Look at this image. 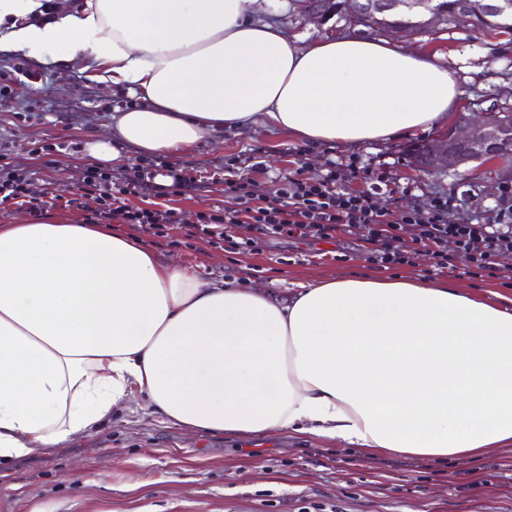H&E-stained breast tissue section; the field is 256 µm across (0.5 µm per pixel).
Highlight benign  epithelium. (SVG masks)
<instances>
[{
  "label": "benign epithelium",
  "mask_w": 512,
  "mask_h": 512,
  "mask_svg": "<svg viewBox=\"0 0 512 512\" xmlns=\"http://www.w3.org/2000/svg\"><path fill=\"white\" fill-rule=\"evenodd\" d=\"M511 5L509 0H458L457 17L468 20L475 13H491ZM408 6V0H344L340 4L350 13ZM409 153L416 170L426 173L457 171L473 162L499 165L508 171L501 181L505 187L512 182V119L495 112H458L445 135L423 140Z\"/></svg>",
  "instance_id": "1"
}]
</instances>
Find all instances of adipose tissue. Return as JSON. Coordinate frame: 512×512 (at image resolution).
I'll list each match as a JSON object with an SVG mask.
<instances>
[{"mask_svg":"<svg viewBox=\"0 0 512 512\" xmlns=\"http://www.w3.org/2000/svg\"><path fill=\"white\" fill-rule=\"evenodd\" d=\"M261 0H0V59L55 54L138 106L86 144L178 158L225 131L361 146L439 126L452 67L386 39L303 45ZM141 394L193 432L310 434L475 460L512 446V310L454 282L364 276L287 297L160 262L102 224L0 226V460L93 434Z\"/></svg>","mask_w":512,"mask_h":512,"instance_id":"adipose-tissue-1","label":"adipose tissue"}]
</instances>
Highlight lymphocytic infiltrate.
Instances as JSON below:
<instances>
[{
  "label": "lymphocytic infiltrate",
  "mask_w": 512,
  "mask_h": 512,
  "mask_svg": "<svg viewBox=\"0 0 512 512\" xmlns=\"http://www.w3.org/2000/svg\"><path fill=\"white\" fill-rule=\"evenodd\" d=\"M347 179L344 170L335 166L317 180L299 175L275 177L264 191L246 178L225 179L224 192L233 199V206L201 213L194 233L238 253L257 251L273 239L318 243L343 233L369 244L368 260L376 267L414 266L426 258L439 274L451 269V258L458 255L470 273L491 276L497 270V257L512 253V187L503 189L493 221L461 223L454 217L453 196H436L425 207L384 209L378 205L376 189L351 190ZM32 181L28 170L0 167V206L26 203L34 212H44L48 203L31 197ZM195 183V177L186 171L143 161L116 175L86 168L79 190L82 197L97 203L91 223L118 219L160 237L175 223L174 213L131 207L128 197L161 198L172 188H190ZM407 224L417 228L409 239L401 234ZM231 226L238 227L237 235L228 234Z\"/></svg>",
  "instance_id": "1"
}]
</instances>
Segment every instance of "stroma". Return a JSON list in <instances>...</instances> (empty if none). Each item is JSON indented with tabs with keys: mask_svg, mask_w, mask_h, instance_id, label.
I'll return each mask as SVG.
<instances>
[{
	"mask_svg": "<svg viewBox=\"0 0 512 512\" xmlns=\"http://www.w3.org/2000/svg\"><path fill=\"white\" fill-rule=\"evenodd\" d=\"M264 20L289 37L309 43L328 35L380 38V31L355 26L330 14L315 17L266 0ZM493 34L443 23L396 44L437 52L455 62L461 94L456 111L512 108V42L494 59L483 56ZM23 68L10 99L0 100V165L34 174L32 196L41 192L66 201L75 196L90 161L83 146L112 113L136 105L126 90L102 92L78 67L62 68L50 56L23 54L0 68ZM415 132L355 148L325 146L310 152L285 131H228L221 146L200 145L174 160L176 168L203 174L194 187L168 196H134L138 208L160 206L178 219L168 236L138 235L158 258L194 270L206 280H233L287 294L292 283L375 273L360 242L308 244L272 240L260 251L235 253L208 239L187 237L201 213L230 205L224 194V165L267 187L278 175L301 170L323 176L330 164L351 166V188L382 176L388 192L381 207L428 204L438 195L458 199L459 221L492 214L501 193L488 169L470 164L465 175L416 171L407 152L422 140ZM496 276L456 271L451 279L475 296L512 298V253L497 259ZM0 512H512V447L473 460L439 462L379 455L336 440L274 433L246 441L221 433L188 432L135 398L113 411L94 435L69 446L0 462Z\"/></svg>",
	"mask_w": 512,
	"mask_h": 512,
	"instance_id": "stroma-1",
	"label": "stroma"
}]
</instances>
